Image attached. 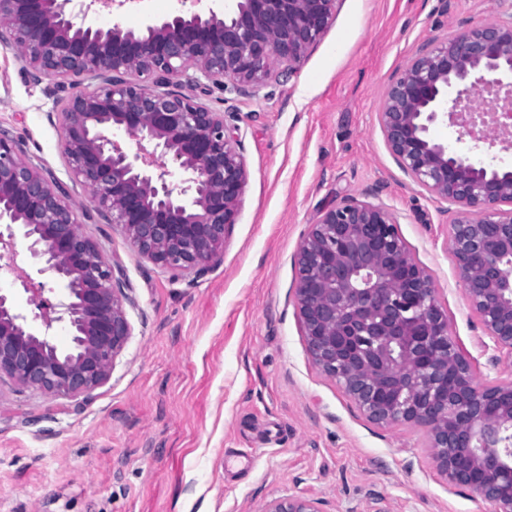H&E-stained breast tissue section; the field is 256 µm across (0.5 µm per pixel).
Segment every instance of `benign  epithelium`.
Returning a JSON list of instances; mask_svg holds the SVG:
<instances>
[{"mask_svg": "<svg viewBox=\"0 0 512 512\" xmlns=\"http://www.w3.org/2000/svg\"><path fill=\"white\" fill-rule=\"evenodd\" d=\"M72 2L0 0V28L40 73L98 81L57 112L70 173L139 255L176 275H201L240 213V117L161 86L256 89L274 59L287 78L331 25L335 0H228L221 12L182 10L137 31L79 24ZM125 73L151 83L117 78ZM478 89L494 95L483 110L469 102ZM445 119L476 142L512 129V22L422 47L392 78L379 113L401 170L456 207L448 247L458 282L493 344L491 360L512 361V167L448 150L430 134ZM121 134L135 137L136 152ZM375 192L325 208L300 242L295 298L306 349L371 421L425 429L448 484L512 512V383L476 382L397 219L366 200ZM19 236L62 291L25 284L38 327L0 293V377L75 400L108 380L131 336L133 302L122 270L80 231L60 189L0 133V247ZM55 324L69 330L67 351L51 341ZM261 512L322 510L314 498L288 495Z\"/></svg>", "mask_w": 512, "mask_h": 512, "instance_id": "7a95c632", "label": "benign epithelium"}]
</instances>
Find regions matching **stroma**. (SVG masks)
<instances>
[{"mask_svg":"<svg viewBox=\"0 0 512 512\" xmlns=\"http://www.w3.org/2000/svg\"><path fill=\"white\" fill-rule=\"evenodd\" d=\"M182 0H139L84 24L139 29ZM512 20V0H337L332 24L291 78L256 91L212 86L200 100L239 113L248 171L242 206L220 260L204 275L143 259L69 174L56 113L93 81L65 84L0 42V132L77 210L83 232L124 273L132 335L109 381L74 401L0 381V512H260L304 495L323 512H490L448 484L425 431L365 417L312 363L294 298L295 254L322 209L380 186L415 260L429 272L449 330L483 386L512 382L492 365L482 326L448 249L453 207L399 169L379 126L394 75L426 43ZM434 139L478 164L512 167V145ZM0 292L18 311L35 304L20 275L49 282L24 240L0 253Z\"/></svg>","mask_w":512,"mask_h":512,"instance_id":"1","label":"stroma"}]
</instances>
